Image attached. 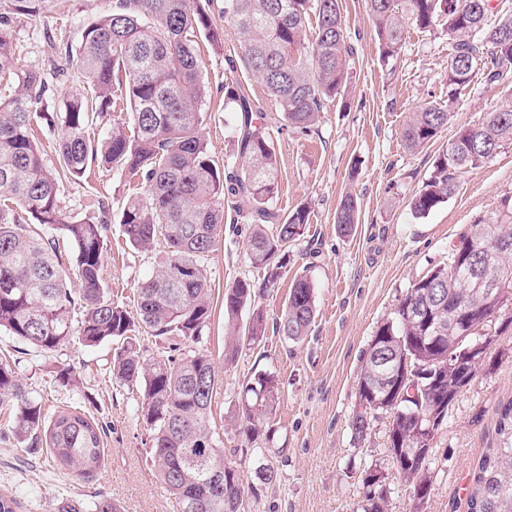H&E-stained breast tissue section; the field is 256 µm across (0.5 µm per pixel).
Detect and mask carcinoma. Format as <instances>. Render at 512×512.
Masks as SVG:
<instances>
[{
	"mask_svg": "<svg viewBox=\"0 0 512 512\" xmlns=\"http://www.w3.org/2000/svg\"><path fill=\"white\" fill-rule=\"evenodd\" d=\"M369 20L379 41L380 60L389 63L402 47L405 23L430 30L443 23L452 41L448 60V100H453L475 72L474 55L488 57L482 75L490 84L512 79V15L489 22L493 0H365ZM55 0H6L0 12V75L12 80V90L0 98V329L31 346L53 352L73 340L85 347L117 340L121 347L112 360V377L143 391L140 416L150 431V455L174 512H240L244 476L224 462L210 426L217 380L212 358L197 348L211 316L210 284L205 257L224 228V209L251 224L247 256L265 271L256 286L239 279L224 289L227 316L224 356L232 359L241 345L262 341L267 318L255 307L259 292L278 288L284 276L288 247L299 240L309 222L303 204L286 215L274 207L279 193V159L268 129L267 115L255 108L235 72L242 64L260 79L278 106L283 128L306 131L320 118L325 101L349 92L353 46L348 40L338 0H224V21L240 35L239 60L227 59L231 75L224 82V109L239 114L236 163L223 169L210 156L201 126L202 107L211 90L202 80L203 60L196 49L202 34L214 49L224 46V28L214 24V0H115L112 12L88 25L77 48L69 46L49 56L41 68L19 63L13 23L29 16L50 17ZM315 36L308 39L310 21ZM83 79L85 92L67 97L49 114L46 94L50 83L70 73ZM125 102L127 120L112 121L116 100ZM46 122L59 132V166L44 164L35 128ZM448 124V112L427 106L409 114L403 139L411 149L432 140ZM104 127L99 138L92 127ZM512 143V110L484 113L481 120L461 129L436 160L423 189L410 202L424 216L454 194L456 177L480 167L506 143ZM97 165L118 170L144 185L128 198L119 224L129 242L141 251L152 249L163 236L168 251L158 268L137 286L135 312L112 302L102 284L100 269L106 250L103 235L110 205L101 204L102 218L71 221L63 213V182L81 180ZM357 196L348 193L339 204L336 224L350 233L358 223ZM271 228H266V225ZM486 234L512 240V205L494 221L470 225L461 244ZM71 249L63 265L59 243ZM463 264L487 268L504 277L506 295L499 311L512 308V247L497 250L490 261L481 252L459 253ZM448 264L434 269L442 277L436 287L421 278L414 282L394 316L374 338L393 358L407 354L442 375L439 385L412 400L394 403L399 371L395 364L378 367L376 344L364 353L358 403L352 427L363 439L371 418L389 413L395 404L404 417L389 438L392 467L411 482L414 491L430 492L428 461L407 463L401 449H431L434 435L414 432L417 415L430 411L437 400L453 405L448 393L459 382L448 368V356L460 353L451 328L455 309L471 292L464 268ZM81 282L76 293L71 278ZM249 311V322L238 316ZM81 312L76 319L75 312ZM316 314L314 288L305 276L297 278L274 325L277 333L300 342ZM442 321L429 328V317ZM174 340L167 359L145 355L141 335ZM279 399L275 380L258 374L242 383L241 402L233 416L244 437L246 456L261 434L263 421ZM0 407L13 411L8 428L19 442L45 437L47 451L64 470L91 477L104 459V427L75 410L46 417L41 403L0 362ZM499 431L506 441L490 448L473 469L468 512H512V403L500 411ZM361 512H389L391 488L374 469H367ZM56 512H120L112 499L99 496L86 502L66 499Z\"/></svg>",
	"mask_w": 512,
	"mask_h": 512,
	"instance_id": "cac0c4a2",
	"label": "carcinoma"
}]
</instances>
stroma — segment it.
Listing matches in <instances>:
<instances>
[{
    "instance_id": "stroma-1",
    "label": "stroma",
    "mask_w": 512,
    "mask_h": 512,
    "mask_svg": "<svg viewBox=\"0 0 512 512\" xmlns=\"http://www.w3.org/2000/svg\"><path fill=\"white\" fill-rule=\"evenodd\" d=\"M115 0H57L58 21L45 29L42 18L14 24L21 64L40 65L50 48L44 38L78 45L82 30L110 13ZM346 31L356 49L354 86L347 97L327 100L311 130L271 127L280 158L276 205L289 212L309 205L303 236L288 252L277 293L259 298L268 319L280 314L289 289L307 277L315 291L316 316L306 338L289 341L267 329L263 340L224 359V289L240 278L261 282L264 272L247 258L246 220L225 224L205 260L211 289V317L200 349L211 355L218 388L211 425L226 461L239 464L253 479L257 456L236 455L240 447L231 416L244 380L274 376L279 400L268 427L270 448L285 449L279 477L258 496L247 497L246 512H356L362 478L371 465L385 468L391 487L390 512H408L413 488L387 459L388 422L379 416L364 440L351 424L358 402L363 353L377 328L390 319L411 284L447 264L470 224L499 214L512 199V144L504 145L479 168L457 177L447 202L417 217L409 203L430 177L436 158L460 129L492 110L512 109V85L487 84L473 75L456 98L448 96V35L442 27L421 30L406 24L398 56L382 64L378 39L365 0H340ZM240 42L224 30L221 50L205 49L203 79L223 100L220 88L228 58H239ZM434 105L448 107L447 126L425 146L411 150L402 129L409 113ZM203 134L216 163L231 159L237 140L234 113L207 106ZM138 180L117 171L92 169L79 182L64 183L60 204L67 216L93 220L99 201L120 209L124 199L142 194ZM357 195L360 219L351 234H341L336 208L345 193ZM101 277L114 303L136 309V289L166 255L164 238L152 250L135 249L120 224H109ZM116 344L95 347L71 343L52 353L0 332V360L9 361L46 414L75 409L103 424L105 459L82 480L61 470L28 443L0 438V492L12 494L18 512H54L65 499L111 497L121 512H173L168 493L152 465L150 442L138 415L143 395L121 387L110 365ZM71 368L73 382L60 384L57 373ZM512 401V324L493 336L487 361L459 393L440 426L431 453L432 486L423 512H468L471 473L487 449L499 447L498 411Z\"/></svg>"
}]
</instances>
